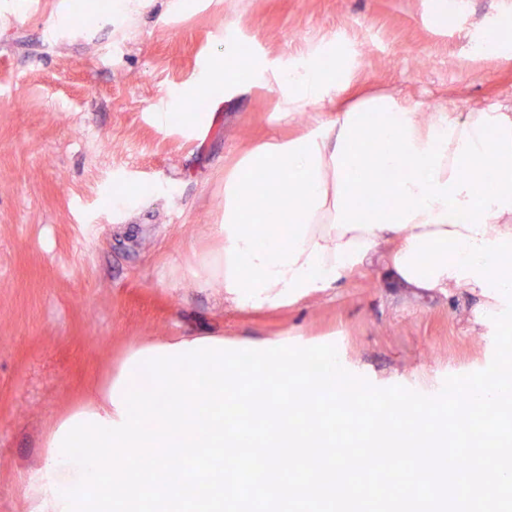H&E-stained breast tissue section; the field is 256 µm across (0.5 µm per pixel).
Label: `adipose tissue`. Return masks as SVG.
Here are the masks:
<instances>
[{
    "label": "adipose tissue",
    "mask_w": 512,
    "mask_h": 512,
    "mask_svg": "<svg viewBox=\"0 0 512 512\" xmlns=\"http://www.w3.org/2000/svg\"><path fill=\"white\" fill-rule=\"evenodd\" d=\"M346 64L325 50L313 66L288 71L277 85L285 111L335 100L336 115L285 142H265L224 176V246L210 275L234 304L272 308L330 288L383 258V277L415 292L464 288L479 299L486 325L512 309V113L474 107L440 110L420 122L386 94L336 99ZM492 181L489 194L477 187ZM288 194L281 233L259 237L271 202ZM79 468L50 462L30 481L44 512H61L53 489Z\"/></svg>",
    "instance_id": "ef3b65f1"
}]
</instances>
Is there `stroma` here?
I'll use <instances>...</instances> for the list:
<instances>
[{
  "instance_id": "obj_1",
  "label": "stroma",
  "mask_w": 512,
  "mask_h": 512,
  "mask_svg": "<svg viewBox=\"0 0 512 512\" xmlns=\"http://www.w3.org/2000/svg\"><path fill=\"white\" fill-rule=\"evenodd\" d=\"M0 0V512H43L29 477L57 424L134 352L179 337L225 348L334 345L378 388L438 395L483 370L495 330L477 299L389 288L362 267L336 287L245 311L206 280L224 173L250 147L333 116L280 109L277 72L335 46L336 95L389 93L421 121L449 101L512 108V50L487 52L512 0ZM256 78L219 71L224 53Z\"/></svg>"
}]
</instances>
